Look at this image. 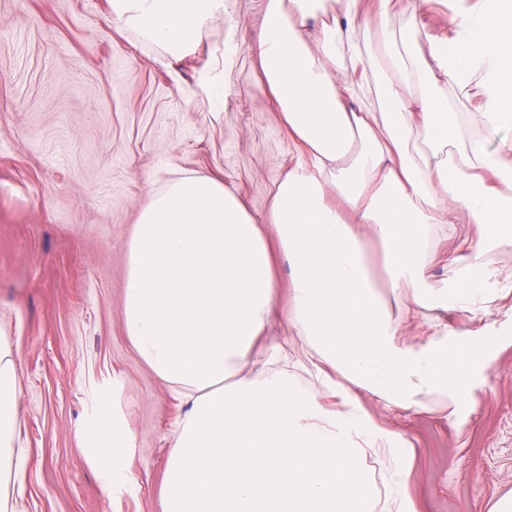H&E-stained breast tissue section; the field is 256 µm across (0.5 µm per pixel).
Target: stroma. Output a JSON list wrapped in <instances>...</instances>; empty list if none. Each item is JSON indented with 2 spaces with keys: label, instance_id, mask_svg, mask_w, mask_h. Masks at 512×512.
<instances>
[{
  "label": "stroma",
  "instance_id": "stroma-1",
  "mask_svg": "<svg viewBox=\"0 0 512 512\" xmlns=\"http://www.w3.org/2000/svg\"><path fill=\"white\" fill-rule=\"evenodd\" d=\"M265 2L229 0L223 25L177 60L115 24L107 0H0V329L19 352L20 512L164 510L187 406L126 335L125 249L149 193L192 172L221 179L274 239V188L299 152L249 51ZM219 69L216 100L202 86ZM478 234L435 238L429 287H447L449 256ZM489 262L499 300L446 315L459 339L496 345L466 401L435 393L389 413L358 394L369 424L406 441L414 512H493L512 494V244ZM103 406L131 433L112 492L85 445Z\"/></svg>",
  "mask_w": 512,
  "mask_h": 512
}]
</instances>
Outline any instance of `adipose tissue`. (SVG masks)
<instances>
[{"label": "adipose tissue", "mask_w": 512, "mask_h": 512, "mask_svg": "<svg viewBox=\"0 0 512 512\" xmlns=\"http://www.w3.org/2000/svg\"><path fill=\"white\" fill-rule=\"evenodd\" d=\"M229 0H109L112 17L171 57L223 23ZM414 0L409 29L387 30L389 0L361 18L357 0H266L251 51L306 162L277 182L267 214L288 261L287 318L306 359L341 410L326 408L293 374L255 377L256 345L273 315L267 239L223 182L184 175L152 194L126 248L124 327L151 371L186 400L167 461L164 512H374L366 457L400 447L369 426L357 390L411 409L441 391L465 398L490 363L485 342L447 327L426 342L405 335L423 312L477 314L495 301L488 255L512 235V0H456L441 39ZM364 76L341 88L345 54ZM415 91L417 112L402 90ZM459 112L449 92L469 98ZM476 224L448 264L450 287L426 285L435 235ZM381 245L391 285L412 303L389 309L367 263ZM18 351L0 331V512H19ZM86 442L107 487L126 478L130 434L100 415Z\"/></svg>", "instance_id": "obj_1"}]
</instances>
